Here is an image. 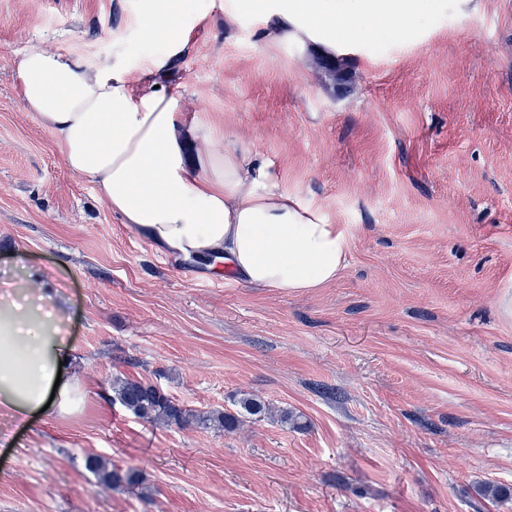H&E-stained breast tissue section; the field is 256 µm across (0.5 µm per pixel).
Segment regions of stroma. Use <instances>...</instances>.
<instances>
[{
	"label": "stroma",
	"mask_w": 512,
	"mask_h": 512,
	"mask_svg": "<svg viewBox=\"0 0 512 512\" xmlns=\"http://www.w3.org/2000/svg\"><path fill=\"white\" fill-rule=\"evenodd\" d=\"M138 0H0V292L15 265L67 299L77 409L12 428L0 512H512V0L429 10L340 72L216 17L175 67L182 112L248 145L350 243L321 288L282 292L156 250L65 166L24 111L28 42L138 65ZM121 376L184 407L244 393L297 415L233 433L153 425ZM96 455L137 470L101 487Z\"/></svg>",
	"instance_id": "obj_1"
}]
</instances>
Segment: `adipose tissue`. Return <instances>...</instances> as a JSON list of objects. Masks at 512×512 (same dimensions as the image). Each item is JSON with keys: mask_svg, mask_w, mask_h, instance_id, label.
I'll list each match as a JSON object with an SVG mask.
<instances>
[{"mask_svg": "<svg viewBox=\"0 0 512 512\" xmlns=\"http://www.w3.org/2000/svg\"><path fill=\"white\" fill-rule=\"evenodd\" d=\"M187 0H141L137 32L164 54L131 67L28 43L18 63L20 99L50 129L67 168L92 180L112 214L178 259L213 260L251 286L283 292L333 282L350 244L321 211L283 190L257 154L202 119L185 120L171 81L195 31L214 13L261 16L264 45L297 42L340 59L349 46L410 23L444 0H209L185 17ZM204 143L191 155L193 142ZM0 296V412L29 425L42 408L66 414L79 373L62 325L64 300L35 269Z\"/></svg>", "mask_w": 512, "mask_h": 512, "instance_id": "adipose-tissue-1", "label": "adipose tissue"}]
</instances>
